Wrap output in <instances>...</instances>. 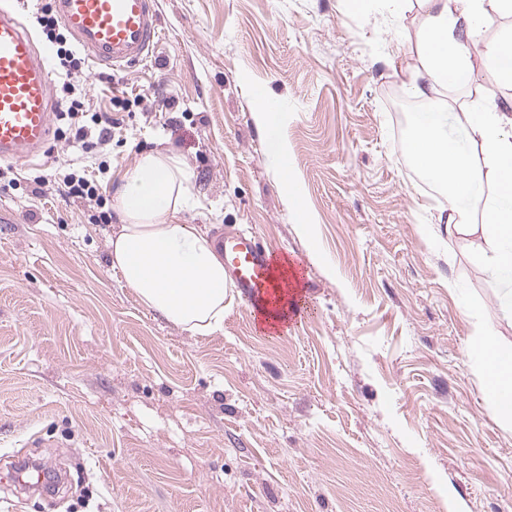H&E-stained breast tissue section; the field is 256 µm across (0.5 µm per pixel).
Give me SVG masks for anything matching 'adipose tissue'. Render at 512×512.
I'll use <instances>...</instances> for the list:
<instances>
[{"mask_svg":"<svg viewBox=\"0 0 512 512\" xmlns=\"http://www.w3.org/2000/svg\"><path fill=\"white\" fill-rule=\"evenodd\" d=\"M423 2L421 67L411 73L407 87L414 96L427 98L448 80L470 79L474 35L489 14L512 16V0ZM463 118L473 150L450 147L442 112L423 114L412 149L420 168L441 182L454 203L449 235L481 233L486 246L479 258L497 283L500 311L512 317V114L484 100L467 106ZM193 179L190 167L169 149L145 153L126 169L113 196L121 227L109 241V258L145 308L190 332L212 333L224 325L227 278L213 241L180 221ZM478 183L485 184V192L475 193ZM468 354L491 408L512 417V351L481 327Z\"/></svg>","mask_w":512,"mask_h":512,"instance_id":"obj_1","label":"adipose tissue"}]
</instances>
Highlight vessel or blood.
Segmentation results:
<instances>
[{"instance_id":"b4317fda","label":"vessel or blood","mask_w":512,"mask_h":512,"mask_svg":"<svg viewBox=\"0 0 512 512\" xmlns=\"http://www.w3.org/2000/svg\"><path fill=\"white\" fill-rule=\"evenodd\" d=\"M61 25L96 65L145 61L159 35L156 0H53ZM55 104L45 57L11 0H0V161L41 154L52 135ZM216 246L230 286L251 305L275 301L273 258L246 233Z\"/></svg>"}]
</instances>
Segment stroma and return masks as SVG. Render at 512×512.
I'll list each match as a JSON object with an SVG mask.
<instances>
[{
    "label": "stroma",
    "instance_id": "stroma-1",
    "mask_svg": "<svg viewBox=\"0 0 512 512\" xmlns=\"http://www.w3.org/2000/svg\"><path fill=\"white\" fill-rule=\"evenodd\" d=\"M157 2L151 56L89 73L118 122L104 184L144 153H179L194 173L183 223L247 230L294 259L300 315L267 335L230 288L222 330L174 325L111 269L120 219L89 223L55 183L79 147L54 138L14 163L15 186H0V512H512V423L467 355L480 327L512 347V319L480 235L438 222L448 200L390 96L420 65V5L400 18L386 0ZM489 19L470 82L437 87L423 111L512 107L484 63L512 16ZM271 100L284 176L255 119ZM17 462L55 484L30 489Z\"/></svg>",
    "mask_w": 512,
    "mask_h": 512
}]
</instances>
